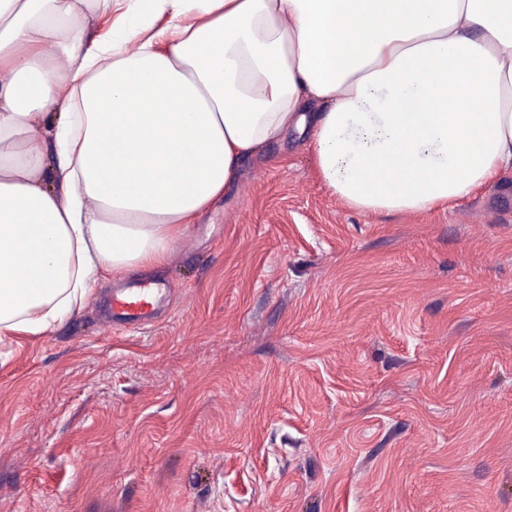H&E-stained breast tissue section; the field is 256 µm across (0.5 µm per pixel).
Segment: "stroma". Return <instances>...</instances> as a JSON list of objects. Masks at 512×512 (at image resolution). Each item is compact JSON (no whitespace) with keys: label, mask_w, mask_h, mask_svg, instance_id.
<instances>
[{"label":"stroma","mask_w":512,"mask_h":512,"mask_svg":"<svg viewBox=\"0 0 512 512\" xmlns=\"http://www.w3.org/2000/svg\"><path fill=\"white\" fill-rule=\"evenodd\" d=\"M144 274L0 348V512H512V171L378 216L292 132ZM162 290L154 280L145 279L121 293L113 294L109 300L112 323H148Z\"/></svg>","instance_id":"1"}]
</instances>
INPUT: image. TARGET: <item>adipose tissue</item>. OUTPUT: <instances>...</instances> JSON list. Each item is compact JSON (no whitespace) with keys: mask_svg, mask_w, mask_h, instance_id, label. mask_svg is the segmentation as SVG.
<instances>
[{"mask_svg":"<svg viewBox=\"0 0 512 512\" xmlns=\"http://www.w3.org/2000/svg\"><path fill=\"white\" fill-rule=\"evenodd\" d=\"M1 70V345L162 265L289 130L362 213L512 170V0H0Z\"/></svg>","mask_w":512,"mask_h":512,"instance_id":"1","label":"adipose tissue"}]
</instances>
